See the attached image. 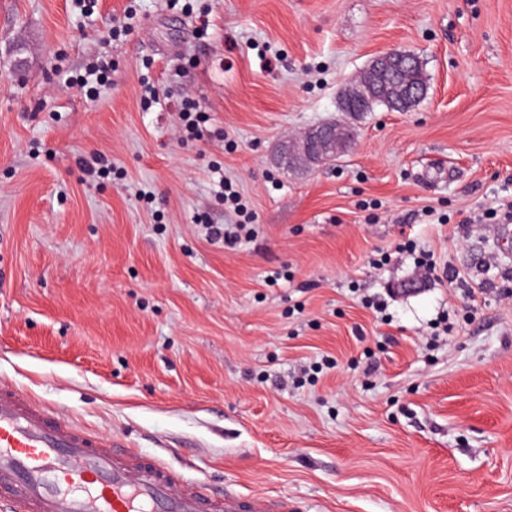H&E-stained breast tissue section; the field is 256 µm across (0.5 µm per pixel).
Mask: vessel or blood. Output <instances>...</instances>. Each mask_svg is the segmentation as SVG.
Here are the masks:
<instances>
[{"instance_id": "1", "label": "vessel or blood", "mask_w": 512, "mask_h": 512, "mask_svg": "<svg viewBox=\"0 0 512 512\" xmlns=\"http://www.w3.org/2000/svg\"><path fill=\"white\" fill-rule=\"evenodd\" d=\"M15 512H288L279 499L214 496L154 459L46 413L0 385V500Z\"/></svg>"}]
</instances>
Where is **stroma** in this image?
Masks as SVG:
<instances>
[{
    "label": "stroma",
    "mask_w": 512,
    "mask_h": 512,
    "mask_svg": "<svg viewBox=\"0 0 512 512\" xmlns=\"http://www.w3.org/2000/svg\"><path fill=\"white\" fill-rule=\"evenodd\" d=\"M391 49L422 58L426 98L340 111ZM334 120L350 151L279 163ZM223 179L248 239L209 235L239 221ZM504 200L512 0H0V383L214 493L512 512V236L467 223ZM409 240L437 270L407 292ZM222 187L224 189V205H228L229 207H232L234 210H238L242 213L243 220L240 221L239 224H236L235 227H231V229H235V231H232L229 227H226V225L216 226L213 225L210 226V237L212 239H238L241 237L240 234H238L239 231H243L247 228L248 224H252L254 222L252 215L248 214L247 210L244 211L240 196L238 195V192L233 190L232 183H224Z\"/></svg>",
    "instance_id": "stroma-1"
}]
</instances>
